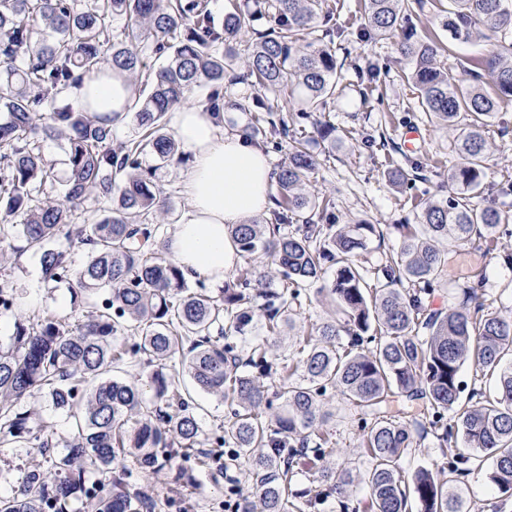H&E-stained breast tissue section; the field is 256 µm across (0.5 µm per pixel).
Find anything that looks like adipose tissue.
Returning <instances> with one entry per match:
<instances>
[{"instance_id":"1","label":"adipose tissue","mask_w":512,"mask_h":512,"mask_svg":"<svg viewBox=\"0 0 512 512\" xmlns=\"http://www.w3.org/2000/svg\"><path fill=\"white\" fill-rule=\"evenodd\" d=\"M68 94L87 111L123 114L135 87L126 75L105 70ZM171 123L190 163L183 176L187 208L168 249L186 277L220 284L239 262L229 227L270 210L271 159L245 136L225 133L223 113L181 104L172 108Z\"/></svg>"}]
</instances>
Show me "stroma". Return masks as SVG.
Masks as SVG:
<instances>
[{"label": "stroma", "instance_id": "1", "mask_svg": "<svg viewBox=\"0 0 512 512\" xmlns=\"http://www.w3.org/2000/svg\"><path fill=\"white\" fill-rule=\"evenodd\" d=\"M325 8L333 17L331 33L322 42L335 51L345 75L335 99L306 120L295 119L296 101L281 96L272 98L271 103L289 117L292 134L312 137L318 126L334 127L336 143L332 149L319 152V164L306 189L332 202L337 224L367 221L381 225L383 241L370 245V259L376 262L385 253L398 249L406 225L417 224L427 203L451 194L453 134L428 121L421 112L417 91L405 78L409 66L398 51V37L380 39L368 34L363 0H326ZM412 23L417 36L434 37L444 46L439 61L460 78L468 63L484 57L491 49L489 39L482 34L465 43L450 40L439 25L435 0H421L419 6L413 7ZM223 93L225 132L247 129L257 115L239 110L238 104L260 95V88L236 78L225 82ZM409 129L419 133L410 145L404 140ZM490 134L493 150L486 163L484 200L511 211L512 194H499L498 189L502 180L512 178V101L500 105ZM397 166L410 174L409 181L401 186L392 185L388 179L389 170ZM184 171V165L173 162L157 173V185L170 205L163 222L168 236L187 207ZM13 244L15 250L9 263L0 266V276L13 281L16 306L10 310L0 308V342H8L18 315L48 314L74 324L93 309L96 297L86 298L79 308L73 306L66 288L48 292L36 249L21 236L15 237ZM439 247L448 255V266L436 285L433 308L461 307L471 272L481 268L486 273L487 304L491 309L512 313V236L501 238L493 248L479 238L465 244L443 241ZM326 402L333 413L328 426L337 441L331 466L363 474L367 463L356 446L357 416L340 394L327 396ZM186 467L195 480L189 493L174 488V473L168 469L149 477L134 474L133 483L154 500L155 512H225L227 479L238 476V469H231L229 476L223 477L200 463L190 461Z\"/></svg>", "mask_w": 512, "mask_h": 512}]
</instances>
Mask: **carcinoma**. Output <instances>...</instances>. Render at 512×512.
Returning a JSON list of instances; mask_svg holds the SVG:
<instances>
[{
    "label": "carcinoma",
    "mask_w": 512,
    "mask_h": 512,
    "mask_svg": "<svg viewBox=\"0 0 512 512\" xmlns=\"http://www.w3.org/2000/svg\"><path fill=\"white\" fill-rule=\"evenodd\" d=\"M272 11L274 27L261 34L244 60L246 77L272 93L295 97L301 112H317L336 93L342 67L317 41L328 14L322 0H255ZM405 0H365L368 31L381 38L406 30ZM244 17L238 7L216 26L209 0H0V259L14 234L37 248L43 280L53 290L71 286L73 303L102 292V308L69 324L30 315L16 323L12 346L0 349V447L27 448L41 460L20 470L15 494L0 512H68L74 500L90 512H152L132 483L175 457L244 467L246 491L233 512H316L337 495L340 512H463L459 480L488 469L512 499V315L484 303V278L463 290V306L429 309L426 297L448 265L437 243L491 241L512 235V215L480 202L492 146L487 127L498 104L512 101V0H448L442 27L453 39L483 26L498 38L464 82L439 65L438 41L404 35L400 53L407 80L427 118L455 132L453 195L428 203L397 251L369 263L378 224H319L330 202L302 192L318 164L305 137L288 122L266 121L267 139H283L288 162L276 172L277 223L234 224L242 257L260 256L276 275L258 294L246 277L226 278L212 293L189 285L165 256L162 225L169 201L156 171L186 163L165 131L169 109L201 88L219 109L224 76L237 63ZM165 64L154 70L151 56ZM110 67L127 73L141 96L123 116H98L55 100L75 83ZM491 86L475 83L481 72ZM132 118L137 137L116 146L115 124ZM58 142L67 175L51 197L54 164L42 144ZM156 165L142 169L143 157ZM101 217L78 223L89 204ZM89 247L74 269L60 240ZM318 293L338 317L305 334L294 331L301 289ZM263 298L258 305L255 296ZM264 319L271 335L292 332L283 357L266 339L242 345ZM153 368L142 385L112 377L126 357ZM474 371L469 406L460 402L458 376ZM231 400L224 434L207 441L175 375ZM337 390L361 415V448L368 467L364 507L348 496L351 474L328 465L335 453L322 401ZM71 432L56 438V417ZM463 447L447 461L414 472L406 484L402 461L429 434ZM212 453L200 454L205 444ZM324 489L302 495L293 487L300 467Z\"/></svg>",
    "instance_id": "obj_1"
}]
</instances>
